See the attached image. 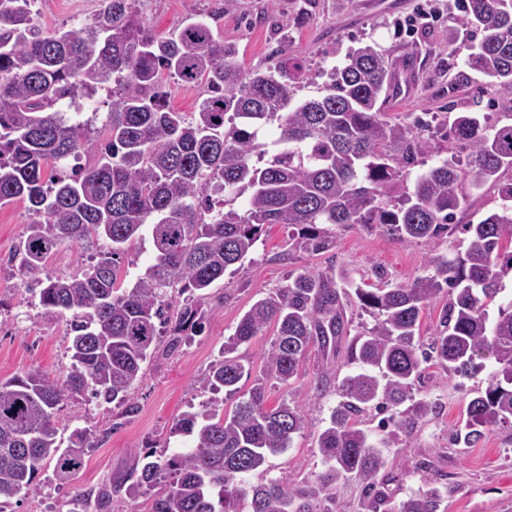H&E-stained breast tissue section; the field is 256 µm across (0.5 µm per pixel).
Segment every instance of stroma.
I'll return each instance as SVG.
<instances>
[{
    "label": "stroma",
    "instance_id": "obj_1",
    "mask_svg": "<svg viewBox=\"0 0 512 512\" xmlns=\"http://www.w3.org/2000/svg\"><path fill=\"white\" fill-rule=\"evenodd\" d=\"M418 2L224 0L219 15L214 12V0H134L133 8L162 34L209 18L215 36L235 48L238 62L249 72L269 67L276 48L287 43L289 54L311 73L309 81L291 86L290 94L297 101L316 95L327 81V71L342 65L349 48L373 41L386 51L394 69H401L407 59L415 63L411 88L384 106L388 118L428 114L432 127L448 131L456 115L448 107L452 97L448 77L453 74L461 79L453 95L457 101H466L470 92L483 91L485 112L491 120H500L490 78L469 68L466 45L450 39L459 14L457 0H442L440 21L418 26L410 37L397 34L396 20L412 14ZM102 8L103 0H36L35 21L47 32L76 28L93 22ZM108 94L103 87L93 97L83 98L77 114L91 132V141L79 158L86 167L96 164L107 139L104 102ZM31 220L24 203L0 206V255L14 252ZM101 248L98 242L60 244L48 256L45 270L59 277L78 274ZM428 251L420 242H400L376 228H356L337 230L330 250L311 252L289 238L283 225H274L257 243L250 260L229 268L214 283L202 306L200 325L186 330L177 348H170L168 334L159 336L132 388L139 406L136 416L116 428L112 421L121 412L117 404L79 401L62 408L56 417L61 439H68L78 427L93 429L98 439L85 451L76 485H59L53 463H44L37 491L15 505V512H66L65 504L75 487L96 488L124 479L133 455L147 443L166 437L171 447H183L184 437L171 435V428L184 412L201 410L215 399L213 393L200 388V377L216 361L225 337L234 332L244 313L260 296L285 285L291 272L330 269L362 287L382 288L424 275ZM28 281L16 266L0 262V381L32 369L55 378L69 361L64 320L45 316ZM325 368L339 379L354 371L347 351L327 357L319 348L309 349L295 383L307 403L309 424L294 436L290 448L268 456L259 470L244 475V484L266 479L291 486L314 484L325 472L317 437L339 402L331 387L322 396L314 394V378ZM485 384V374L461 377L436 363L426 364L415 396L437 403L438 412L414 426L394 430L388 473L377 478L384 491L401 500L417 493L430 476L448 487L444 512H512V427H491L472 448L454 446L449 440L451 428L462 418L475 389Z\"/></svg>",
    "mask_w": 512,
    "mask_h": 512
}]
</instances>
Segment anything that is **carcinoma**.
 I'll use <instances>...</instances> for the list:
<instances>
[{"label": "carcinoma", "instance_id": "carcinoma-1", "mask_svg": "<svg viewBox=\"0 0 512 512\" xmlns=\"http://www.w3.org/2000/svg\"><path fill=\"white\" fill-rule=\"evenodd\" d=\"M35 2L0 0V205L28 202L34 220L12 260L39 289L44 314L66 319L69 363L57 378L30 370L0 383V512L36 491L47 461H55L59 480H76L93 433L76 428L61 447L57 412L101 398L134 415L130 391L158 326L169 327V347H177L205 292L273 224L287 225L313 251L333 246L334 227L374 225L392 239L427 246L459 229L469 245L463 255H432L429 273L408 282L339 288L329 271H303L257 300L200 379L203 390L235 396L245 372L236 352L273 326V347L249 396L229 413H184L174 432L190 437L191 446L166 456L150 444L133 458L129 495L165 483L149 512H242L247 502L249 512H316L334 499L340 481L375 486L388 466L390 436L366 431L358 417L381 408L391 412L387 423L401 428L434 414L436 404L413 401L430 361L467 377L491 368L453 428V443L471 447L488 427L512 426V300L488 313L504 281H512V123L490 121L476 98L439 144L424 135L420 118L386 119L389 91H399L414 66L408 60L395 72L375 42L350 50L330 71L326 94L294 105L289 85L308 73L284 46L267 72H248L203 20L156 34L133 13L132 0H104L96 22L45 32L35 22ZM461 11L458 27L471 39L467 64L494 79L500 106L512 116V0H461ZM168 76L206 82L196 111L170 106ZM112 79L110 136L98 163L56 173L90 141L88 127L56 104L66 100L72 108ZM274 124L280 133L270 140ZM444 150L450 157L427 165ZM419 164L424 169L408 183L410 167ZM486 184L497 188L498 210L456 225L471 188ZM145 232L155 263L125 288L120 262ZM89 240L104 241L105 249L82 274L42 275L59 244ZM175 281L184 295L176 309L167 298ZM442 293L439 324L424 341L422 312ZM354 302L373 324L348 346L358 369L337 383L341 401L318 434L326 471L304 487L242 484V475L285 451L309 424L296 401L268 405L267 382L291 386L312 345L338 353L348 333L345 307ZM119 490H78L71 512H111ZM443 499L429 479L390 512H439Z\"/></svg>", "mask_w": 512, "mask_h": 512}]
</instances>
